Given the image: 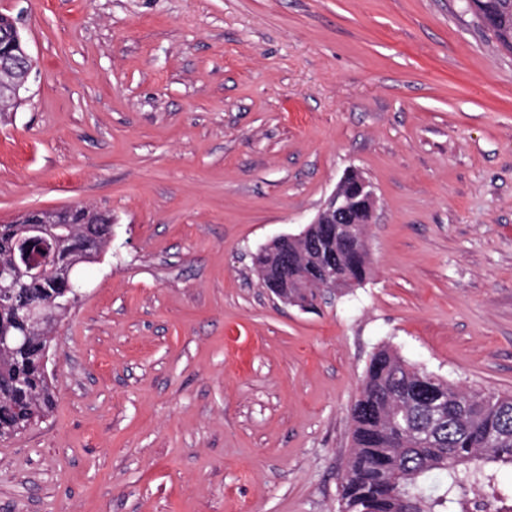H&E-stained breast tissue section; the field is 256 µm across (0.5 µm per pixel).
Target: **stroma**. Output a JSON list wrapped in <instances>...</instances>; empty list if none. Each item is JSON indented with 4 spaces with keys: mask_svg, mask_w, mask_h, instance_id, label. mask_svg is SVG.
<instances>
[{
    "mask_svg": "<svg viewBox=\"0 0 512 512\" xmlns=\"http://www.w3.org/2000/svg\"><path fill=\"white\" fill-rule=\"evenodd\" d=\"M36 65L0 223L85 206L102 257L0 512H340L350 407L393 349L512 395V52L463 0H0ZM370 274L310 313L252 255L347 170Z\"/></svg>",
    "mask_w": 512,
    "mask_h": 512,
    "instance_id": "stroma-1",
    "label": "stroma"
}]
</instances>
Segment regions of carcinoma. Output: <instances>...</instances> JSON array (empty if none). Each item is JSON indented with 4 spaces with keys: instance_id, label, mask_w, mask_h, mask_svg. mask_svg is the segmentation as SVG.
Returning a JSON list of instances; mask_svg holds the SVG:
<instances>
[{
    "instance_id": "1",
    "label": "carcinoma",
    "mask_w": 512,
    "mask_h": 512,
    "mask_svg": "<svg viewBox=\"0 0 512 512\" xmlns=\"http://www.w3.org/2000/svg\"><path fill=\"white\" fill-rule=\"evenodd\" d=\"M496 42L512 50V0H466ZM0 54L22 60L12 26L0 19ZM62 232L96 257L112 236V215L85 207L56 211ZM17 227L0 224V265L10 260ZM368 264L336 258V279L361 284ZM64 281L26 280L21 292L35 301L66 302ZM0 435L7 438L45 416L54 392L40 355L49 337L0 306ZM353 446L342 475L343 512H465L480 509L479 492L512 500V396L487 395L450 384L383 346L371 357L350 408Z\"/></svg>"
}]
</instances>
